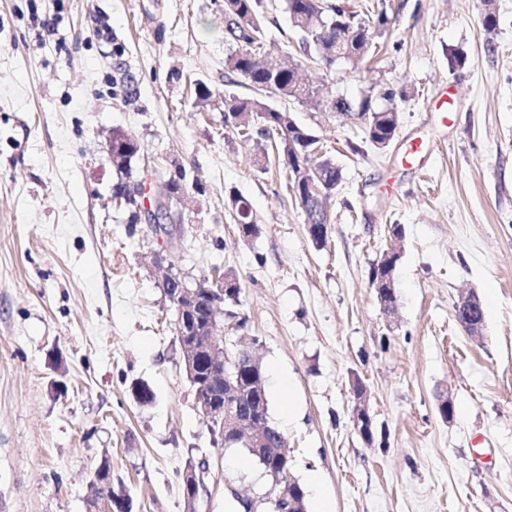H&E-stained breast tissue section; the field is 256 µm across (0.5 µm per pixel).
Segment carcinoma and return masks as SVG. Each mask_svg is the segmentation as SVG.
I'll return each instance as SVG.
<instances>
[{
    "label": "carcinoma",
    "mask_w": 512,
    "mask_h": 512,
    "mask_svg": "<svg viewBox=\"0 0 512 512\" xmlns=\"http://www.w3.org/2000/svg\"><path fill=\"white\" fill-rule=\"evenodd\" d=\"M261 0H224V38L238 46V51L227 59L224 71V91L219 95L224 112V125L239 130L240 136L251 139L256 133L268 140L275 133V126L281 125L290 112L273 107L259 98L242 97L232 91V87L242 83L258 91H267L284 101L305 104L315 111H329L351 115L353 112L368 115L364 124L367 140L374 147H387L396 136L400 125V113L393 106L375 108L371 97L367 96L358 105L344 98L327 101L320 89L299 79L298 71L306 64H314L331 70L336 61L353 62L371 49L377 48V40L389 29L391 18L385 0L367 9L363 18L349 12L337 0H284V9L294 30L298 33V48L302 58L288 62L286 51H274L267 45L265 15L260 10ZM297 143V151L291 152L288 139L277 141L278 164L289 178V190L300 208L306 211L310 223L307 227L309 240L321 245L329 234L330 217L326 201L336 193L341 180V169L327 151L313 153L314 146L299 129L291 130ZM303 167H313L319 175L320 193L312 195L307 182L296 181L295 172ZM236 213L239 237L248 241L259 234L250 203L243 197L232 194L229 197ZM399 254L394 252L387 260H378L372 267L370 285L375 287L378 300L390 302L395 292L390 288L394 266ZM241 287L236 275L224 274V303L239 304ZM213 299L206 291H201L196 308L199 326L208 324ZM241 387L234 399L244 411H253L260 406L262 420L274 431L279 428L270 420L266 390V379L262 364L245 367L241 372Z\"/></svg>",
    "instance_id": "1"
}]
</instances>
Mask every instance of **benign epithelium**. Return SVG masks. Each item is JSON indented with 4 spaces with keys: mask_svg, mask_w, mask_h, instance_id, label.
Returning a JSON list of instances; mask_svg holds the SVG:
<instances>
[{
    "mask_svg": "<svg viewBox=\"0 0 512 512\" xmlns=\"http://www.w3.org/2000/svg\"><path fill=\"white\" fill-rule=\"evenodd\" d=\"M176 199L178 196L175 194L156 195L155 206L150 214L151 227L154 231L170 233L165 221L170 219L171 204ZM160 287L174 311V325L179 338L181 364L187 379L196 387V405L202 415L209 420V423L213 424L212 431L217 433V436L211 437V443L222 447L224 446V434L251 428L246 438L248 450L261 460L266 457L275 460V466L267 470V475L272 480V486L267 493L266 502L269 504L271 512H283L284 501H295L296 492L292 486L296 485V482L282 480V474L288 471L287 458L280 457V449L272 447V443L277 438L273 432L266 429L264 422L257 423L250 416L242 413L239 408L228 404L218 409L213 401V397L222 391L227 396L235 392L241 369L251 361L250 351L242 348L240 343H234V356L232 357L229 356V350L224 346L226 336H224L222 317H236L235 312L220 308L221 302L224 301V281L221 280L215 285L203 280L189 283L170 272L162 278ZM202 287L208 288L214 298L212 312L206 327L189 331L187 330L189 316L194 313L197 295ZM455 307L463 315V320L459 322L463 331L471 336L480 335L483 319L477 318V308L480 307L477 295L469 292L461 296L455 303ZM205 359L209 360L210 373L203 378L199 368ZM277 440L282 442L284 438L281 437ZM183 484L186 512H201L200 477L196 467L190 466L185 470Z\"/></svg>",
    "mask_w": 512,
    "mask_h": 512,
    "instance_id": "7a95c632",
    "label": "benign epithelium"
}]
</instances>
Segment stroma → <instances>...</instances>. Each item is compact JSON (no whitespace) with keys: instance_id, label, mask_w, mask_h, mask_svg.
Wrapping results in <instances>:
<instances>
[{"instance_id":"stroma-1","label":"stroma","mask_w":512,"mask_h":512,"mask_svg":"<svg viewBox=\"0 0 512 512\" xmlns=\"http://www.w3.org/2000/svg\"><path fill=\"white\" fill-rule=\"evenodd\" d=\"M388 2L374 61L309 77L396 106L390 146L365 143L357 118L287 105L342 170L316 247L274 160L189 90L224 86L236 51L224 0H0V512H86L105 461L132 512H184L183 471L203 460L208 512H237L239 494L269 512L261 467L210 443L158 254L191 282L236 273L245 325L225 319L224 334L255 339L289 474L317 476L331 512H512V0H494L490 32L484 0ZM453 53L464 66H449ZM116 130L140 146L129 180L143 209L159 179L183 172L171 235L129 223L113 200ZM413 140L421 159L403 164ZM232 192L261 227L251 240ZM393 224L404 237L389 320L370 271ZM472 290L478 338L453 310ZM357 379L370 445L352 425ZM140 382L150 405L132 394ZM229 202L236 213L239 237L248 241L259 234L260 228L255 220L250 203L243 197L230 194Z\"/></svg>"}]
</instances>
